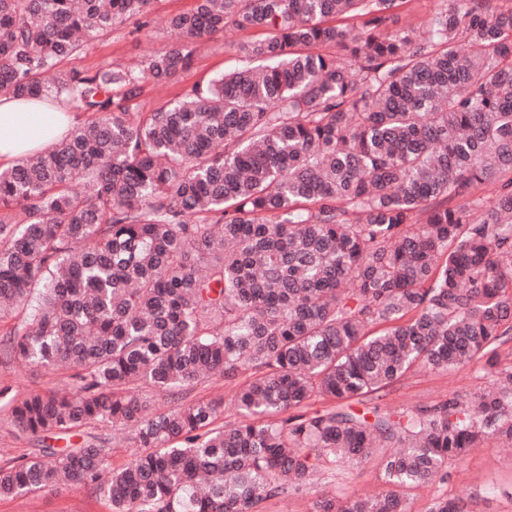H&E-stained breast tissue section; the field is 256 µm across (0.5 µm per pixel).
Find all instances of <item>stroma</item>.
I'll return each mask as SVG.
<instances>
[{
  "label": "stroma",
  "instance_id": "35a3bbf8",
  "mask_svg": "<svg viewBox=\"0 0 512 512\" xmlns=\"http://www.w3.org/2000/svg\"><path fill=\"white\" fill-rule=\"evenodd\" d=\"M194 0H152L149 6L150 25L140 32L122 26L111 35L91 41L89 47L77 58L64 61L63 69L95 71L108 65H126L153 50L172 43L176 35L168 26L174 14L193 8ZM242 31L229 30L199 40L191 65L170 82L157 85L145 83L139 99L141 109L152 110L177 99L193 85L207 82L216 74L238 65L239 58L234 43L245 39ZM66 372L47 371L40 368L17 366L1 371L0 381H9L19 394L42 392L62 386ZM491 382L482 364L474 363L445 371L417 369L399 382L382 391L379 399L364 401L365 409L391 408L411 410L430 406L455 396L461 399L489 391ZM237 383L212 381L173 400L163 396L156 403L161 407L173 406L202 397H220L224 400V419L233 421L237 414L234 396ZM96 436L112 450L113 465L123 464L132 454L133 447L127 433L121 429L93 426L87 432L70 435L22 434L10 424L7 409L0 408V462L30 454L36 449L76 447L86 436ZM449 476L442 488L423 485L412 490L413 512H426L430 501L442 493L451 499L463 501L469 512H512V440L493 437L483 445L469 451L464 461L450 465ZM320 482L337 495H368L381 490L384 479L377 464L369 463L357 468L336 467L325 471ZM0 512H109L105 502L86 490L72 488L58 493H40L0 500Z\"/></svg>",
  "mask_w": 512,
  "mask_h": 512
}]
</instances>
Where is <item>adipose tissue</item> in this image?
<instances>
[{"mask_svg": "<svg viewBox=\"0 0 512 512\" xmlns=\"http://www.w3.org/2000/svg\"><path fill=\"white\" fill-rule=\"evenodd\" d=\"M76 121L61 102L0 95V166L44 150L66 136Z\"/></svg>", "mask_w": 512, "mask_h": 512, "instance_id": "adipose-tissue-1", "label": "adipose tissue"}]
</instances>
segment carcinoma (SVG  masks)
I'll use <instances>...</instances> for the list:
<instances>
[{
    "label": "carcinoma",
    "mask_w": 512,
    "mask_h": 512,
    "mask_svg": "<svg viewBox=\"0 0 512 512\" xmlns=\"http://www.w3.org/2000/svg\"><path fill=\"white\" fill-rule=\"evenodd\" d=\"M440 2L396 29L406 0H196L139 70L85 72L59 65L147 26L150 0H0V94L88 115L0 169V366L70 370L47 393L1 384L0 404L22 433L119 425L141 449L115 467L93 438L41 448L0 464V499L261 512L374 460L381 492L311 512H412V489L512 439V365L490 357L512 334V0ZM226 28L261 32L234 44L244 65L140 109ZM482 358L492 392L343 406ZM213 377L244 378L233 422L222 399L151 412L130 391ZM320 397L338 405L309 411Z\"/></svg>",
    "instance_id": "carcinoma-1"
}]
</instances>
